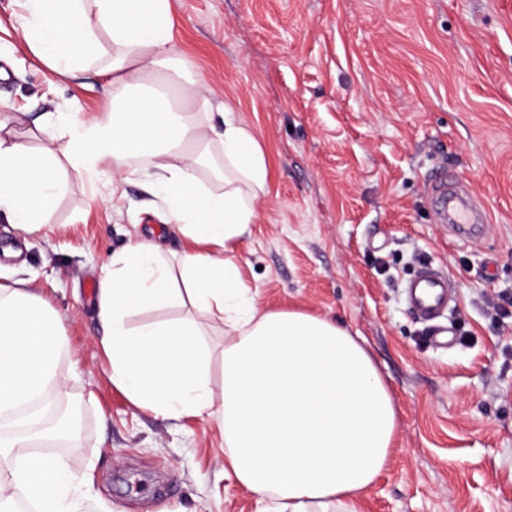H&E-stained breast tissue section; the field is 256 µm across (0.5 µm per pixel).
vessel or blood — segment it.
<instances>
[{
  "label": "vessel or blood",
  "instance_id": "vessel-or-blood-1",
  "mask_svg": "<svg viewBox=\"0 0 512 512\" xmlns=\"http://www.w3.org/2000/svg\"><path fill=\"white\" fill-rule=\"evenodd\" d=\"M447 220L460 231L487 221L485 213L472 210L455 193H447ZM449 281L445 274L423 266L404 285V296L408 308L422 322L431 326L430 343L438 349L454 345L456 332L452 326L443 324L448 311Z\"/></svg>",
  "mask_w": 512,
  "mask_h": 512
}]
</instances>
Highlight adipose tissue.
<instances>
[{"label": "adipose tissue", "instance_id": "ef3b65f1", "mask_svg": "<svg viewBox=\"0 0 512 512\" xmlns=\"http://www.w3.org/2000/svg\"><path fill=\"white\" fill-rule=\"evenodd\" d=\"M23 36L39 61L73 72L96 63L112 86L103 117L50 112L45 127L64 157L32 149L0 118V209L27 234L52 223L62 164L90 179L123 176L129 156L150 158L159 216L186 246L166 256L140 239L100 280V347L114 387L163 419L213 418L224 463L263 512H363V496L388 467L399 410L369 353L340 324L298 310L260 309L235 251L266 195L270 161L241 119L219 138L224 187L196 170L208 128L147 92L173 42L172 0H24ZM176 306L190 315L130 326L132 316ZM57 313L21 281L0 284V505L79 512L91 482L65 457L44 411L64 386ZM221 385L213 387V360Z\"/></svg>", "mask_w": 512, "mask_h": 512}]
</instances>
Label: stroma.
<instances>
[{"label":"stroma","mask_w":512,"mask_h":512,"mask_svg":"<svg viewBox=\"0 0 512 512\" xmlns=\"http://www.w3.org/2000/svg\"><path fill=\"white\" fill-rule=\"evenodd\" d=\"M18 0H0V113H24L29 146L46 112L104 115L97 66L61 75L35 62ZM173 58L207 78L222 128L232 109L267 153L271 180L239 250L263 309L340 322L367 349L399 408L390 466L368 512H512V0H174ZM150 161L124 181L62 166L48 230L26 235L0 210V283L29 281L61 316L67 401L81 409L71 470L92 473L82 512H259L224 470L210 418L167 420L113 387L89 284L136 237L185 241L155 214ZM462 183L489 228L439 223V174ZM445 272L462 340L432 347L405 282Z\"/></svg>","instance_id":"stroma-1"}]
</instances>
